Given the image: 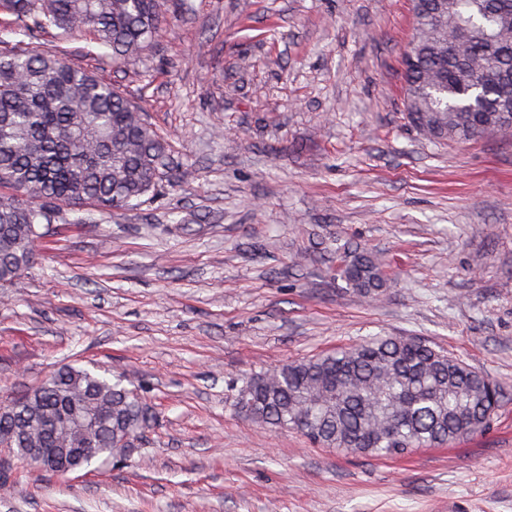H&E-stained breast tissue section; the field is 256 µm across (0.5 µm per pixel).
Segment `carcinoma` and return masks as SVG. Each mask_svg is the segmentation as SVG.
<instances>
[{"instance_id":"1","label":"carcinoma","mask_w":512,"mask_h":512,"mask_svg":"<svg viewBox=\"0 0 512 512\" xmlns=\"http://www.w3.org/2000/svg\"><path fill=\"white\" fill-rule=\"evenodd\" d=\"M166 0H0V24L25 37L52 28L90 34L115 59L130 58L162 30ZM418 23L403 72L408 123L435 141L484 133L512 138V0H414ZM469 32L461 56L448 53ZM165 142L141 110L94 73L59 54L0 49V288L31 269L41 226L55 207L126 209L158 192ZM340 277L373 298L385 287L382 261L368 251L341 258ZM505 388L461 359L413 337L377 336L289 361L245 382L251 418L300 430L314 444L371 457L451 444L486 431ZM146 408L122 380L73 365L54 370L39 394L0 407V435L25 448H91L125 456L111 437L144 429Z\"/></svg>"}]
</instances>
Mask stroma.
<instances>
[{
    "instance_id": "1",
    "label": "stroma",
    "mask_w": 512,
    "mask_h": 512,
    "mask_svg": "<svg viewBox=\"0 0 512 512\" xmlns=\"http://www.w3.org/2000/svg\"><path fill=\"white\" fill-rule=\"evenodd\" d=\"M413 28V0H172L160 36L116 60L0 25V48H61L118 87L171 168L130 210L79 223L60 205L0 288V403L74 364L153 416L126 457L12 464L0 512H512V139L406 123ZM340 245L382 257L373 300L340 279ZM372 336L502 382L489 429L373 458L239 409L248 378Z\"/></svg>"
}]
</instances>
